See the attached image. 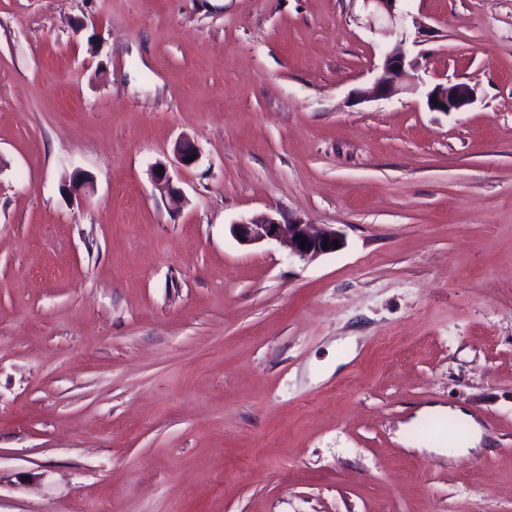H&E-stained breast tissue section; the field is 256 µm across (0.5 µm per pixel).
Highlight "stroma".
<instances>
[{
    "label": "stroma",
    "instance_id": "obj_1",
    "mask_svg": "<svg viewBox=\"0 0 512 512\" xmlns=\"http://www.w3.org/2000/svg\"><path fill=\"white\" fill-rule=\"evenodd\" d=\"M398 9L0 0V512H512V0ZM392 38L421 92L359 100ZM372 8V15L388 25H397L403 21L397 12V2L400 0H363ZM433 95L439 105L432 102ZM427 105L436 112H461L475 100L474 88L463 82L438 83L426 92ZM230 231L241 245L272 241L286 243L291 253L302 259L336 252L342 245L341 235L336 229L300 220L280 222L273 215L241 218L231 224ZM302 239H307L305 249L301 248ZM334 241H338L339 248L331 247ZM324 243H328V249L322 248Z\"/></svg>",
    "mask_w": 512,
    "mask_h": 512
}]
</instances>
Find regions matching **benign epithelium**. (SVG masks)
<instances>
[{
  "mask_svg": "<svg viewBox=\"0 0 512 512\" xmlns=\"http://www.w3.org/2000/svg\"><path fill=\"white\" fill-rule=\"evenodd\" d=\"M372 8V15L388 25H396L403 21L397 12L398 0H364ZM414 62L408 59L405 45L398 42L387 48L383 53L382 68L384 76L378 79L367 96L392 97L400 93H415L419 84L409 73ZM428 107L436 112H461L475 100L474 88L463 82L437 83L426 92ZM175 159L183 167H190L194 162L188 161L192 155H199L197 145L188 137L178 140L173 149ZM152 176L156 182L166 187L170 197L177 202L180 193L173 188L168 168L158 163L152 168ZM233 237L242 245H253L262 242H283L288 245L291 253L299 258H312L335 252L331 243L342 241L341 235L333 228L319 224H308L300 220L281 222L272 215L259 218L244 217L231 224ZM307 240L306 248H301V241ZM330 247L324 249L322 245Z\"/></svg>",
  "mask_w": 512,
  "mask_h": 512,
  "instance_id": "1",
  "label": "benign epithelium"
}]
</instances>
